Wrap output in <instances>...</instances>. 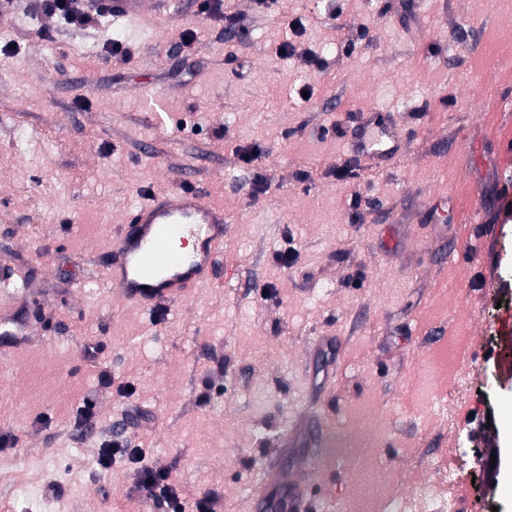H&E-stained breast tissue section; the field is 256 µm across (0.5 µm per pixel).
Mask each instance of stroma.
I'll return each instance as SVG.
<instances>
[{
  "label": "stroma",
  "instance_id": "obj_1",
  "mask_svg": "<svg viewBox=\"0 0 512 512\" xmlns=\"http://www.w3.org/2000/svg\"><path fill=\"white\" fill-rule=\"evenodd\" d=\"M223 3L245 36L200 0L84 29L41 0L0 16V293L33 330L0 356L17 438L0 512H166L130 495L127 459L97 466L119 423L144 463L216 491L215 512H260L305 460L297 512H372L440 483L437 458L458 512H512V0ZM374 112L396 127L380 162L356 148ZM180 187L224 208L215 280L160 313L127 305L105 268L120 220ZM464 362L469 391L445 402ZM306 418L320 434L289 444ZM341 432L358 458H326Z\"/></svg>",
  "mask_w": 512,
  "mask_h": 512
}]
</instances>
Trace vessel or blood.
Returning <instances> with one entry per match:
<instances>
[{
	"instance_id": "obj_1",
	"label": "vessel or blood",
	"mask_w": 512,
	"mask_h": 512,
	"mask_svg": "<svg viewBox=\"0 0 512 512\" xmlns=\"http://www.w3.org/2000/svg\"><path fill=\"white\" fill-rule=\"evenodd\" d=\"M223 208L193 188L152 194L124 220L106 275L124 303L142 309L182 300L189 286L211 282L214 260L224 246ZM200 240L193 258L173 252L172 240ZM302 493L297 484L276 499L262 501L266 512H294Z\"/></svg>"
}]
</instances>
